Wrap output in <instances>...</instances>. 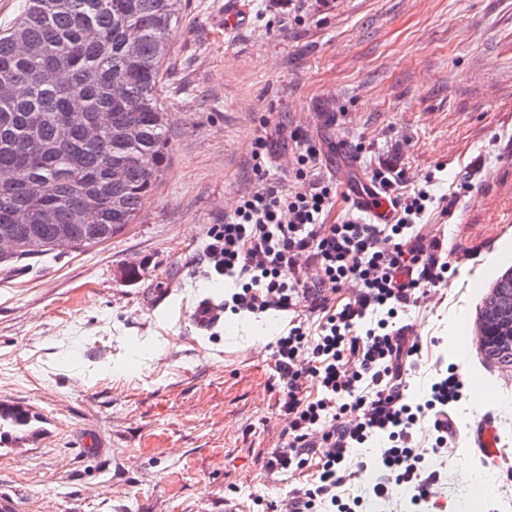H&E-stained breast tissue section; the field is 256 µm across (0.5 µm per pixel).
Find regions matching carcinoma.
<instances>
[{"instance_id": "1", "label": "carcinoma", "mask_w": 512, "mask_h": 512, "mask_svg": "<svg viewBox=\"0 0 512 512\" xmlns=\"http://www.w3.org/2000/svg\"><path fill=\"white\" fill-rule=\"evenodd\" d=\"M181 13L182 0H24L0 33V83L26 88L0 95V170L13 172L0 181V232L22 243L13 260L53 250L54 229L39 223L44 210L70 225L77 249L135 223L169 162L162 79L166 33ZM129 25L141 32L133 58L124 49ZM89 124L100 126L99 140L84 139ZM115 164L125 172L117 186ZM31 182L45 193L29 195ZM501 288L512 289V274L496 281L480 318L494 311ZM31 421L26 409L0 406V439Z\"/></svg>"}]
</instances>
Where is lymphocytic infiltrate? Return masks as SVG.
<instances>
[{"instance_id":"1","label":"lymphocytic infiltrate","mask_w":512,"mask_h":512,"mask_svg":"<svg viewBox=\"0 0 512 512\" xmlns=\"http://www.w3.org/2000/svg\"><path fill=\"white\" fill-rule=\"evenodd\" d=\"M292 138V189L271 178L266 140L255 138V187L223 223L211 225L203 253L216 274L238 287L232 312L292 315L287 334L273 344V387L288 427L264 468L314 473L292 499L267 503L265 512H356L364 499L348 488L353 451L382 435L389 444L377 456L383 475L373 495L404 484L414 502H424L434 474L423 467L414 437L432 430L429 453L440 455L452 427L448 408L462 399L463 383L454 374L439 377L424 402L407 404L419 344L409 326L393 321L451 268L442 242L423 232L433 196L410 191L404 171L377 169L372 180L389 197L391 223L355 212L330 222L336 183L318 177L316 144L297 132ZM347 285L353 294L337 303Z\"/></svg>"}]
</instances>
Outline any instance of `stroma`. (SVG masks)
<instances>
[{
	"instance_id": "stroma-1",
	"label": "stroma",
	"mask_w": 512,
	"mask_h": 512,
	"mask_svg": "<svg viewBox=\"0 0 512 512\" xmlns=\"http://www.w3.org/2000/svg\"><path fill=\"white\" fill-rule=\"evenodd\" d=\"M241 4L248 24L226 28ZM167 39L170 162L136 223L0 263V403L34 416L0 442V512H253V497L309 481L261 462L286 426L271 344L287 313L192 323L201 299L224 297L201 256L254 185V138L284 185L296 130L322 151L336 217L380 167L412 188L435 174L437 195L469 183L448 216L425 218L459 261L404 318L421 347L408 395L442 364L464 382L429 512H465L468 483L485 488L481 512H512V364L477 328L512 270V0H188ZM488 417L504 457L486 467L466 433Z\"/></svg>"
}]
</instances>
